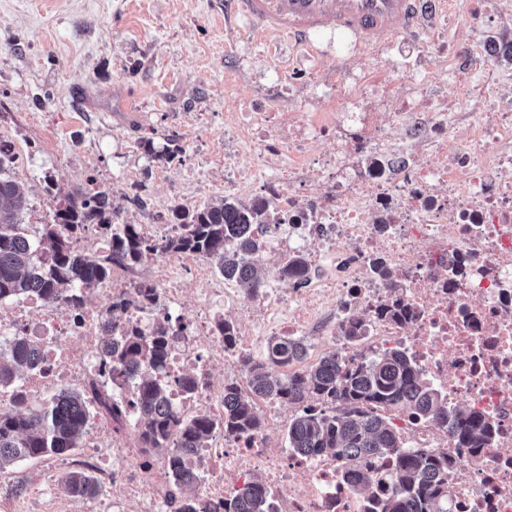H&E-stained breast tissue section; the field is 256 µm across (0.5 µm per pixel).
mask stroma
<instances>
[{
  "label": "stroma",
  "instance_id": "35a3bbf8",
  "mask_svg": "<svg viewBox=\"0 0 512 512\" xmlns=\"http://www.w3.org/2000/svg\"><path fill=\"white\" fill-rule=\"evenodd\" d=\"M465 9L464 0H450L432 30L360 54L329 26L308 47L264 34L225 18L224 0H0V134L20 153V167L6 176L29 200L23 228L35 239L51 223V181L64 190L107 189L131 224L169 223L181 197L196 206L223 198L224 117L249 106L313 112L324 122L343 108V83L379 88L362 106L383 116L416 78L436 98L485 84L512 98V64L497 58L475 68L460 53L512 44V0H495L476 28ZM434 35L457 54L428 56ZM174 144L181 154L158 161ZM8 474L79 503L61 492V472L45 459Z\"/></svg>",
  "mask_w": 512,
  "mask_h": 512
}]
</instances>
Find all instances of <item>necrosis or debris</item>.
I'll list each match as a JSON object with an SVG mask.
<instances>
[{"mask_svg": "<svg viewBox=\"0 0 512 512\" xmlns=\"http://www.w3.org/2000/svg\"><path fill=\"white\" fill-rule=\"evenodd\" d=\"M462 97L433 98L412 85L385 124L347 110L321 124L315 113L239 112L224 130V192H260L275 220L254 227L268 252L303 255L315 275L265 288L237 306V344L224 349L212 326V299L223 297L205 264L196 267L201 300L186 335L175 337L160 377L192 374L193 395L172 388L182 419L224 414V386L244 385L242 355L265 336H310L356 361L387 348L404 350L449 408L492 422L483 448H462L445 425L396 411L392 420L410 450L433 449L454 462L448 483L451 512H512V100L493 99L473 137L456 141L449 122ZM278 126V138L267 134ZM246 137L256 181L239 167L235 135ZM332 151L308 164L290 163L315 141ZM318 191H310L311 182ZM292 231L280 235L279 225ZM134 284L112 273L94 306L79 310L31 298L0 305V337L24 332L39 347L41 370L29 374L30 398L63 386H87L112 324L110 308ZM360 320V339L346 327ZM259 432L216 435L198 455L205 463L199 494L220 507L261 474L287 512H368L379 489L360 494L342 480L347 461L288 452L276 436L288 421L282 404L261 400ZM84 462L111 501L91 498L84 512H171L164 456H146L135 438L117 433L110 418L85 435Z\"/></svg>", "mask_w": 512, "mask_h": 512, "instance_id": "obj_1", "label": "necrosis or debris"}]
</instances>
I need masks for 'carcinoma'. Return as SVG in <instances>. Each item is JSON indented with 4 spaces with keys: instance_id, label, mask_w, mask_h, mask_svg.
<instances>
[{
    "instance_id": "1",
    "label": "carcinoma",
    "mask_w": 512,
    "mask_h": 512,
    "mask_svg": "<svg viewBox=\"0 0 512 512\" xmlns=\"http://www.w3.org/2000/svg\"><path fill=\"white\" fill-rule=\"evenodd\" d=\"M28 200L18 185L0 177V304L35 297L63 301L78 310L85 305L86 291L108 279L114 268L127 270L144 260L167 253H188L210 262L224 280L252 294L265 285L260 243L251 227L267 223L268 205L257 200L243 205L224 198L189 210L175 207V235L162 240L148 238L138 224L120 220L105 190L66 191L60 195L54 223L45 224L40 239L32 241L20 228ZM87 224H99L110 243L105 258L81 253L75 237ZM285 277L305 281L311 275L301 256L295 255L282 270ZM160 292L143 284L132 297L112 304V314L159 305ZM187 326L181 318L166 313L152 321L150 329L129 325L112 328L105 337L101 372L112 387L129 386L133 394L125 401L109 393L60 389L37 405L23 397L20 381L41 365L38 347L26 336L0 339L5 359H0V388L12 387L9 408H0V472L34 458L63 455L78 447L93 418L89 405L96 403L120 422L134 410L135 436L148 454H166L169 477L178 499V512H194V490L202 478V461L188 453L204 448L218 429L243 436L261 428L256 408L259 399L286 402L297 408L288 421V447L302 454L326 453L355 462L343 478L354 488L368 490L376 483L384 492L373 512H448V456L434 451L404 448L391 417L372 407L406 408L416 416L448 426L461 448H482L491 434L490 423L474 411H452L443 396L423 377L407 354L397 348L353 366L331 350L316 363L296 372L273 374L267 366L282 368L302 363L308 347L298 336H273L265 354L242 357L248 391L224 386V419L207 414L186 424L168 402L170 385L153 374L163 366L167 347ZM323 396L339 408L327 413L310 399ZM389 458L391 469L380 474L373 467ZM73 496L93 497L98 487L90 475L72 471L60 481ZM223 512H275L268 488L259 479L249 482L235 499L224 502Z\"/></svg>"
}]
</instances>
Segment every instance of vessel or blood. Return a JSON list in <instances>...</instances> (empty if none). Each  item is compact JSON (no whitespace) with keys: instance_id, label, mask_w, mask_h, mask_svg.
<instances>
[{"instance_id":"obj_1","label":"vessel or blood","mask_w":512,"mask_h":512,"mask_svg":"<svg viewBox=\"0 0 512 512\" xmlns=\"http://www.w3.org/2000/svg\"><path fill=\"white\" fill-rule=\"evenodd\" d=\"M447 5L448 0H224L225 9L270 35L305 44L330 25L361 52L432 23Z\"/></svg>"}]
</instances>
